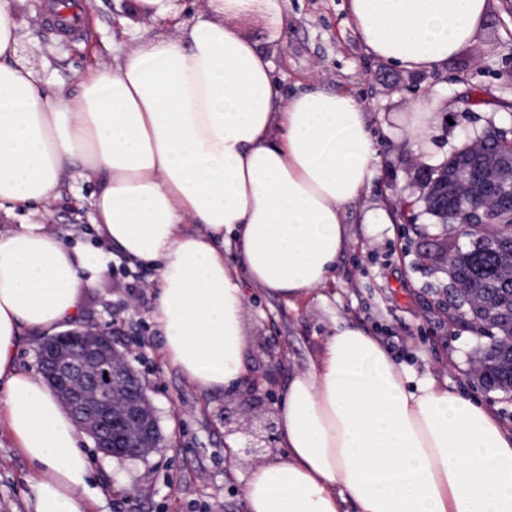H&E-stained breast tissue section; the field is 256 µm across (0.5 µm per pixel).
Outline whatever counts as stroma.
<instances>
[{
    "instance_id": "1",
    "label": "stroma",
    "mask_w": 512,
    "mask_h": 512,
    "mask_svg": "<svg viewBox=\"0 0 512 512\" xmlns=\"http://www.w3.org/2000/svg\"><path fill=\"white\" fill-rule=\"evenodd\" d=\"M127 4L99 0L75 36L43 12L42 0H18L20 59L37 71L45 88H72L96 60L111 57L113 48L162 33L161 25L143 20L138 33L129 34L121 23ZM348 5L349 0H288V26L280 32L259 13L232 22L243 38L274 58L284 94L316 78L363 103L380 150L378 174L348 214V245L321 295L292 308L277 299H247L248 361L260 376L270 364L269 352L282 354L274 381L275 392H282L289 376L305 370L320 352L335 319H345L370 330L409 373L480 394L512 428V402L485 392L470 373L476 334L450 322L444 311L447 277L437 272L435 257L424 253L425 240L438 229L420 201L426 174L461 147L467 132L512 120V110L502 107L512 103V0H489L487 21L473 40L440 68L420 71L369 55L349 23ZM472 87L482 89L485 103L469 111L460 97ZM421 101L439 118L419 149L406 127ZM92 191L87 181L71 179L44 222L66 233L68 244L105 251L109 245L93 224L71 221L73 203L90 209ZM364 209L391 221L362 223ZM156 278L150 269H136L131 278L108 270L84 293L81 325L111 332L146 384L162 434L159 446L138 460L103 457L94 452L92 439H84L93 452L89 485L100 493L95 512H245L244 476L254 460L240 456L236 471L228 470L227 427L242 426L239 444L260 446L268 417L244 389L201 393L166 360L163 334L151 317ZM30 471L0 422V512H32Z\"/></svg>"
}]
</instances>
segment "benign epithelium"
Here are the masks:
<instances>
[{
  "label": "benign epithelium",
  "mask_w": 512,
  "mask_h": 512,
  "mask_svg": "<svg viewBox=\"0 0 512 512\" xmlns=\"http://www.w3.org/2000/svg\"><path fill=\"white\" fill-rule=\"evenodd\" d=\"M498 139L500 128L496 126L467 135L469 159L481 160L490 142ZM477 174L482 176L481 197L469 199L455 228L456 239H467L474 247L478 242L470 238L471 225L484 223L483 201L495 195L512 196V153L499 154L476 170L464 167L458 187L452 190L448 180L434 179L424 187L422 197L425 209L430 210ZM37 358L77 431L90 437L103 455L133 459L145 445L158 446L159 419L147 387L108 332L77 326L40 344Z\"/></svg>",
  "instance_id": "1"
}]
</instances>
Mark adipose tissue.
<instances>
[{"instance_id":"adipose-tissue-1","label":"adipose tissue","mask_w":512,"mask_h":512,"mask_svg":"<svg viewBox=\"0 0 512 512\" xmlns=\"http://www.w3.org/2000/svg\"><path fill=\"white\" fill-rule=\"evenodd\" d=\"M284 0H131L132 18L174 28L100 61L51 93L20 61L15 0H0V213L48 208L61 180L95 183L92 221L156 269L153 317L167 359L199 390L252 372L245 285L288 305L344 251L346 208L379 149L355 97L318 81L283 96L271 57L230 26ZM487 0H350L367 51L415 71L475 36ZM107 260L43 224L0 230V421L32 465L34 512H92L91 463L37 375L17 371L23 330L77 323ZM280 452L252 466L246 512H512V429L477 397L397 367L358 325L336 323L275 411Z\"/></svg>"}]
</instances>
